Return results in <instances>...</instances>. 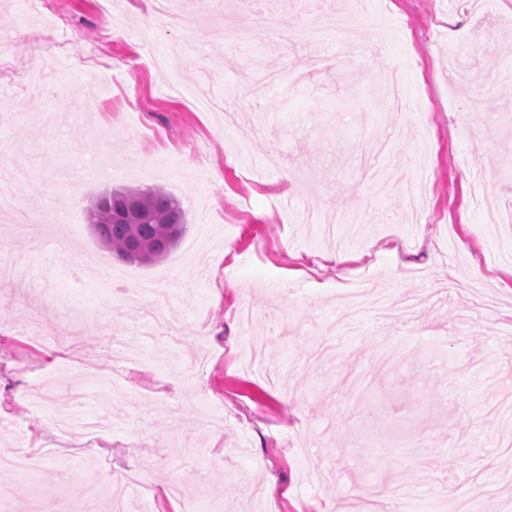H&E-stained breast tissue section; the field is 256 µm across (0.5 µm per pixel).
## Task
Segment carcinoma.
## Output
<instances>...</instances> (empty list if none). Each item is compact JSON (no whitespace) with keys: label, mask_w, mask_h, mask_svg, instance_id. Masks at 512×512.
<instances>
[{"label":"carcinoma","mask_w":512,"mask_h":512,"mask_svg":"<svg viewBox=\"0 0 512 512\" xmlns=\"http://www.w3.org/2000/svg\"><path fill=\"white\" fill-rule=\"evenodd\" d=\"M88 221L104 247L136 264L166 257L186 226L184 209L161 187L105 192L89 209Z\"/></svg>","instance_id":"obj_1"}]
</instances>
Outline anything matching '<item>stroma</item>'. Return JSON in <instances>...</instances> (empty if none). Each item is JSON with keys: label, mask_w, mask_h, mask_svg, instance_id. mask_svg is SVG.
Listing matches in <instances>:
<instances>
[{"label": "stroma", "mask_w": 512, "mask_h": 512, "mask_svg": "<svg viewBox=\"0 0 512 512\" xmlns=\"http://www.w3.org/2000/svg\"><path fill=\"white\" fill-rule=\"evenodd\" d=\"M78 36L61 54L23 0H0V162L26 179L0 222V456L45 448L10 482L12 512H485L512 504V0H42ZM358 32L347 59L326 25ZM264 26L247 41L225 23ZM319 25L316 44L275 33ZM133 59L124 88L102 64ZM402 92L404 114L387 99ZM360 99L346 112L339 103ZM160 186L187 230L130 264L87 221L101 192ZM289 207H282V199ZM71 251L60 256L57 245ZM364 302L409 295L396 369L383 320L339 325L357 272ZM160 281L151 296L124 290ZM144 357L116 397L84 372L114 365L107 335ZM276 481L280 492L269 495Z\"/></svg>", "instance_id": "35a3bbf8"}]
</instances>
